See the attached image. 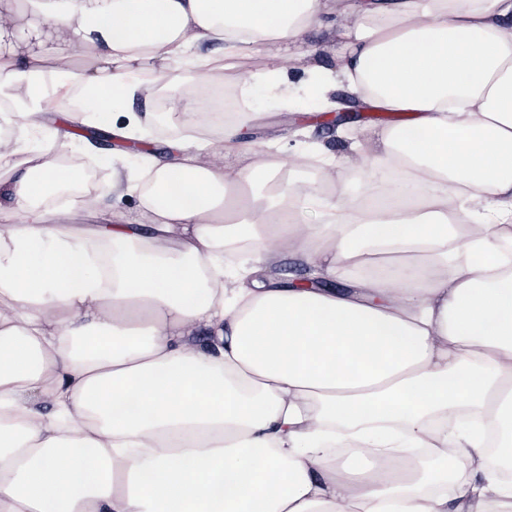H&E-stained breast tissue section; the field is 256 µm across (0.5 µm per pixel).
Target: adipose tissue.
Returning a JSON list of instances; mask_svg holds the SVG:
<instances>
[{
    "label": "adipose tissue",
    "instance_id": "1",
    "mask_svg": "<svg viewBox=\"0 0 512 512\" xmlns=\"http://www.w3.org/2000/svg\"><path fill=\"white\" fill-rule=\"evenodd\" d=\"M332 14L358 20L335 78L409 116L353 138L361 199L321 148L319 188L234 154L228 121L145 169L149 232L87 231L83 200L41 205L75 180L65 137L22 162L0 140V512H512L484 433L512 470V0H56L38 50L0 52V94L31 124L45 75L104 110L231 70L246 88L238 58L300 61ZM235 244L254 263L229 274ZM277 249L326 287L266 272Z\"/></svg>",
    "mask_w": 512,
    "mask_h": 512
}]
</instances>
